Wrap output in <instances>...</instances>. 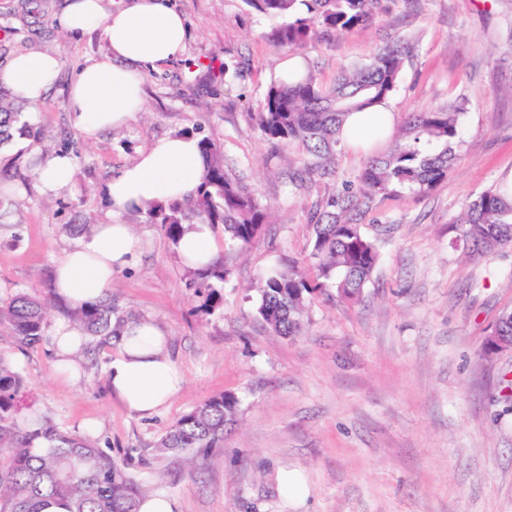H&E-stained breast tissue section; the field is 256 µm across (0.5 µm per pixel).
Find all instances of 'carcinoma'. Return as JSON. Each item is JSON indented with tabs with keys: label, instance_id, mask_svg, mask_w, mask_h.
<instances>
[{
	"label": "carcinoma",
	"instance_id": "carcinoma-1",
	"mask_svg": "<svg viewBox=\"0 0 512 512\" xmlns=\"http://www.w3.org/2000/svg\"><path fill=\"white\" fill-rule=\"evenodd\" d=\"M269 18L267 38L295 54L322 38L371 23L383 13L384 0H244ZM407 43L375 50L369 60L341 72L332 84L319 86L309 74L290 75L272 85L255 113L261 134L277 143H296L317 159L316 167L336 163L347 117L383 105L396 87ZM458 106L411 112L389 152L371 157L358 185L346 184L308 214L312 248L310 272L290 261L261 278L257 312L281 336L302 331L310 303L334 291L345 300L359 299L381 254L364 231V218L390 196L425 194L456 165L462 139ZM33 136L31 125L8 91L0 88V149L16 138ZM205 176L196 195L183 202L161 204L145 214L177 243L186 224L224 227V237L240 249L252 246L271 223V207L224 171V152L208 137L200 140ZM458 240L474 255L512 247V194L489 188L466 201L453 220ZM230 270L222 258L192 271L191 287L198 308L207 314L224 308V282ZM56 309L99 346L117 336L123 313L112 295L73 310L53 290H19L0 297V327L20 350L45 344L47 316ZM512 336V313L499 318L485 351L500 349ZM238 401L220 393L183 414L160 439L155 451L179 453L194 463L208 448L224 444V429L235 422ZM137 463L117 462L103 450L98 436L63 429L51 417L32 409L23 371L0 354V512H41L55 499L66 512H138V502L151 495L132 472Z\"/></svg>",
	"mask_w": 512,
	"mask_h": 512
}]
</instances>
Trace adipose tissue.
<instances>
[{
    "mask_svg": "<svg viewBox=\"0 0 512 512\" xmlns=\"http://www.w3.org/2000/svg\"><path fill=\"white\" fill-rule=\"evenodd\" d=\"M69 33L102 31L106 51L86 63L70 83L67 108L85 139L106 129L127 125L143 107L141 86L146 68L173 59L184 49L188 30L183 16L168 0H70L58 19ZM58 55L29 50L16 53L0 68V86L16 101L38 106L58 81ZM205 164L196 137L164 136L142 149L105 185L113 213L144 211L154 204L193 195ZM74 162L70 154L42 156L36 168L40 191L58 200L70 196ZM217 249L207 224L185 227L177 251L183 263L196 268L210 262ZM140 240L130 225L100 223L87 227L64 249L55 271V292L73 308L104 297L116 272L130 266ZM84 332L59 322L51 337L59 373L74 380L80 375L76 354L85 344ZM112 392L127 409L150 417L178 394L182 377L168 352L164 330L150 319L126 320L118 353L108 364Z\"/></svg>",
    "mask_w": 512,
    "mask_h": 512,
    "instance_id": "1",
    "label": "adipose tissue"
}]
</instances>
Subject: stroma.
I'll return each mask as SVG.
<instances>
[{"mask_svg":"<svg viewBox=\"0 0 512 512\" xmlns=\"http://www.w3.org/2000/svg\"><path fill=\"white\" fill-rule=\"evenodd\" d=\"M67 2L0 0V66L23 50L61 59L57 84L25 111L36 137L0 150V167L18 168L22 200L11 217L19 241L0 242V295L50 287L73 225L107 222V181L162 136L201 128L222 145L228 176L272 206L275 221L246 249L223 244L216 231L232 275L223 310L204 315L172 242L144 215L124 214L142 251L115 276L112 296L164 329L182 390L143 419L109 389L112 348L91 349L72 383L56 373L51 345L20 351L0 330V354L23 370L36 409L73 433L95 424L114 459L130 448L151 457L138 476L175 498L178 512H512V350L483 353L498 318L512 311V248L471 255L451 226L466 200L512 176V97L503 92L512 85V0H387L375 23L305 51L308 71L325 85L403 39L413 50L386 102L393 126L450 105L464 114L448 176L366 217L382 260L362 298L317 297L297 336L276 335L259 317L260 279L308 255L309 212L356 181L389 140L342 143L335 167L300 179L309 156L267 140L252 119L289 51L268 40L270 20L243 0H170L189 27L183 54L146 71L144 109L126 127L85 140L66 109L67 88L106 44L101 33L58 28ZM34 148L75 151L67 200L37 190ZM222 392L238 399L223 447L207 449L194 468L179 454L156 456L171 424ZM282 469L302 474L306 500L278 493Z\"/></svg>","mask_w":512,"mask_h":512,"instance_id":"35a3bbf8","label":"stroma"}]
</instances>
